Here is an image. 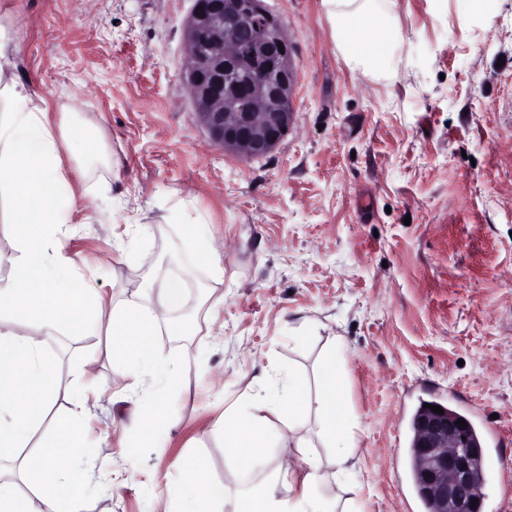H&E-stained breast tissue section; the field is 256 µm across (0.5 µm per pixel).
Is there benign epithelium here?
Masks as SVG:
<instances>
[{
    "mask_svg": "<svg viewBox=\"0 0 512 512\" xmlns=\"http://www.w3.org/2000/svg\"><path fill=\"white\" fill-rule=\"evenodd\" d=\"M184 79L211 140L243 159L270 154L296 122L292 42L263 0H194L185 22ZM283 49H278V45ZM462 415L425 410L412 448L433 512H473L482 449Z\"/></svg>",
    "mask_w": 512,
    "mask_h": 512,
    "instance_id": "7a95c632",
    "label": "benign epithelium"
}]
</instances>
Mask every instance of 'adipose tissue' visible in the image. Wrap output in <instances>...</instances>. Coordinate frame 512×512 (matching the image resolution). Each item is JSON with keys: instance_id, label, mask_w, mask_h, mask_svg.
<instances>
[{"instance_id": "ef3b65f1", "label": "adipose tissue", "mask_w": 512, "mask_h": 512, "mask_svg": "<svg viewBox=\"0 0 512 512\" xmlns=\"http://www.w3.org/2000/svg\"><path fill=\"white\" fill-rule=\"evenodd\" d=\"M323 2L345 58L355 67L382 72L398 33L377 0ZM21 53L12 16L0 15V222L18 227L12 272L0 280V456L28 447L48 419L57 368L46 339L89 320L104 329L113 368L131 379L133 389L154 396L134 427L144 434L157 431L167 415L160 385L173 382L179 369L163 363L155 337L163 331L181 335L173 313L185 288L177 277L150 280L135 298L106 303L75 275L74 259L51 248L58 225L68 223L74 207L88 200L84 181L66 175L60 153L73 148L74 129H82L90 143L95 132L73 108L72 91L65 92L57 119H48L46 99L19 76ZM340 354L339 338L329 339L316 390L291 376L264 398L225 410L220 424L229 463L225 481H214L203 461L185 464L176 492L165 498V512H211L223 502L229 483L264 464L276 420L284 423L294 454L281 458L264 480L241 489L233 512H350L322 492L329 480L347 481L354 469L356 432L337 367ZM311 409L329 450L325 457L296 434L295 416ZM87 412L86 398L74 395L71 413L52 420L59 445L25 458L38 477L36 492L20 494L1 480L0 512H73L87 477L74 473L70 453L82 445Z\"/></svg>"}]
</instances>
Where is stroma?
<instances>
[{"label": "stroma", "mask_w": 512, "mask_h": 512, "mask_svg": "<svg viewBox=\"0 0 512 512\" xmlns=\"http://www.w3.org/2000/svg\"><path fill=\"white\" fill-rule=\"evenodd\" d=\"M265 3L294 46L296 124L269 155L244 160L213 145L182 79L194 0H0L18 20L22 79L52 107L78 89L113 160L90 167L88 186L120 223H88L77 208L58 246L117 300L175 257L181 306L196 316L192 335L156 338L182 373L150 436L129 418L152 394L128 389L93 326L48 340L53 412L86 392L85 444L102 449L76 508L155 512L195 459L223 480L215 420L264 396L272 375L315 378L338 335L358 450L351 480L328 494L359 512H423L410 423L435 400L472 421L500 475L483 512H512V0L485 19L467 0H389L402 40L379 74L346 61L323 0ZM179 205L223 243V272L191 245ZM142 218L147 231L127 236L125 222Z\"/></svg>", "instance_id": "obj_1"}]
</instances>
